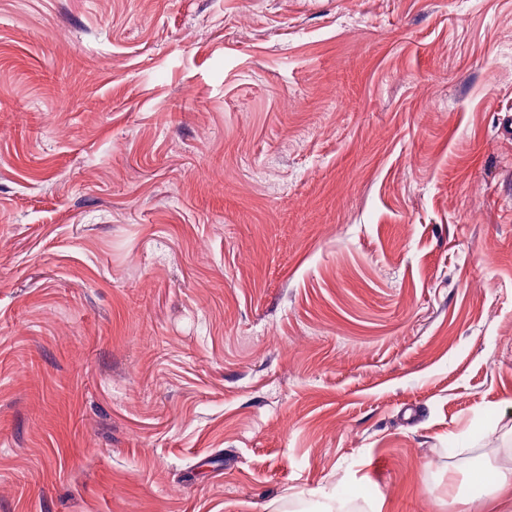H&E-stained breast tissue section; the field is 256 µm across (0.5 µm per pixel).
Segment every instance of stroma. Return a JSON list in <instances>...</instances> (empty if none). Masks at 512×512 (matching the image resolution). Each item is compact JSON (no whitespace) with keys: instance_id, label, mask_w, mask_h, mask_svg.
<instances>
[{"instance_id":"1","label":"stroma","mask_w":512,"mask_h":512,"mask_svg":"<svg viewBox=\"0 0 512 512\" xmlns=\"http://www.w3.org/2000/svg\"><path fill=\"white\" fill-rule=\"evenodd\" d=\"M482 462L512 0H0V512H454Z\"/></svg>"}]
</instances>
